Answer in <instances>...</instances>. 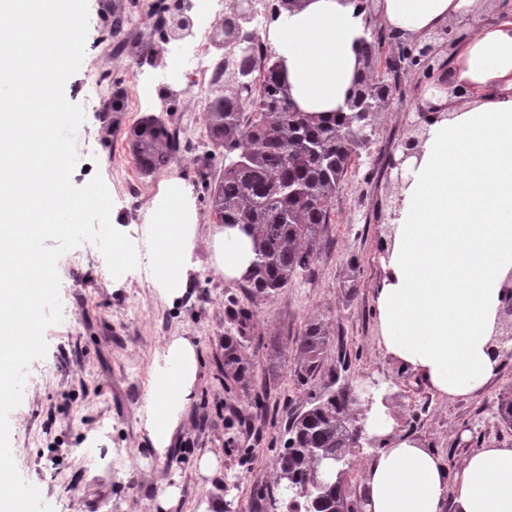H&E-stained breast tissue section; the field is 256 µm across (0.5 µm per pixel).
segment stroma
<instances>
[{
  "instance_id": "obj_1",
  "label": "stroma",
  "mask_w": 512,
  "mask_h": 512,
  "mask_svg": "<svg viewBox=\"0 0 512 512\" xmlns=\"http://www.w3.org/2000/svg\"><path fill=\"white\" fill-rule=\"evenodd\" d=\"M191 2L189 34L165 43L174 0H88L85 54L64 88L85 116L71 181L82 187L102 176L129 244L142 250L148 247L146 205L161 178L144 176L128 151L127 133L141 117L161 116L178 135L183 149L167 173L192 186L201 224H211L212 214L197 171L224 169L193 103L223 95L226 87L198 84L193 65L202 38L212 60L239 53L240 44H218L219 25L235 0ZM116 15L132 18L136 28L113 35ZM419 78L416 71L403 75L401 93L377 113L372 144L358 149L331 220L319 228L312 273L275 296L252 297L241 281L217 275L203 249L195 257L192 292L172 305L160 299L144 266L129 270L124 286L113 288L93 244L59 258L63 318L46 329L47 353L29 365L22 402L9 415L16 466L53 512H155L158 487L174 481L182 488L175 512H287L277 482L288 415L306 410L311 395L340 387L358 391L373 380L388 396L396 433L419 439L445 461L460 464L472 449L512 445V428L494 416L499 397L512 392V356L502 355L480 390L445 398L377 342L380 245L391 230L379 205L398 194L397 184L386 179L385 159L412 134L410 124L429 90ZM117 89L123 98L116 103L111 93ZM319 319L330 339L302 383L296 347L308 323ZM241 320L253 362L246 389L224 369V338L236 334ZM171 336L195 340L201 378L184 430L160 461L141 415L155 352ZM208 451L220 452L222 462L205 477L197 463Z\"/></svg>"
}]
</instances>
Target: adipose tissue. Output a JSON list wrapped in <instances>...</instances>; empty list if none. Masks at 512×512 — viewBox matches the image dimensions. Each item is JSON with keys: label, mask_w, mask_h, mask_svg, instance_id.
Returning <instances> with one entry per match:
<instances>
[{"label": "adipose tissue", "mask_w": 512, "mask_h": 512, "mask_svg": "<svg viewBox=\"0 0 512 512\" xmlns=\"http://www.w3.org/2000/svg\"><path fill=\"white\" fill-rule=\"evenodd\" d=\"M379 22L409 40L449 25L468 31L450 56L445 86L429 95L439 117L407 161L376 296L385 354L434 392L468 396L498 368L495 331L512 271V8L382 0ZM368 24L360 0H299L279 13L267 40L299 111L328 117L344 109L363 73ZM145 230L154 242L147 254L113 225L104 263L116 287L128 269L150 264L169 304L191 288L198 248L229 280L244 279L255 259L244 225L217 224L201 235L193 188L178 177L151 197ZM200 372L187 337H170L155 354L144 428L158 459L184 425ZM395 425L375 401L365 429L380 445L365 463L363 512H512V447L473 449L453 472L421 441L395 434Z\"/></svg>", "instance_id": "obj_1"}]
</instances>
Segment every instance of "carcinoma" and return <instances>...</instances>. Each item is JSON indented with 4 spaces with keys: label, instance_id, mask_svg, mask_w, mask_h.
Masks as SVG:
<instances>
[{
    "label": "carcinoma",
    "instance_id": "cac0c4a2",
    "mask_svg": "<svg viewBox=\"0 0 512 512\" xmlns=\"http://www.w3.org/2000/svg\"><path fill=\"white\" fill-rule=\"evenodd\" d=\"M383 44V36L369 28L364 62L371 78L356 83L369 99L379 81L396 70L393 56L390 66L378 71ZM232 66V89L212 100L206 113L207 137L224 149V170L216 178L204 171L197 175L208 182L216 223L254 229L256 260L244 282L252 296L268 297L313 270L320 225L330 222L336 193L371 124L359 107L328 119L297 111L288 102L274 53L260 41L249 43ZM127 139L146 175L167 170L182 150L177 134L156 115L143 117ZM327 341L323 322L308 324L297 348L307 372L317 368ZM224 367L239 383L250 379L252 363L232 337L224 344ZM352 405L353 397L332 390L311 397L306 410L292 414L280 452L279 486L311 485L320 479V459L348 456L361 440ZM357 508L343 473L308 497L288 500V512Z\"/></svg>",
    "mask_w": 512,
    "mask_h": 512
}]
</instances>
